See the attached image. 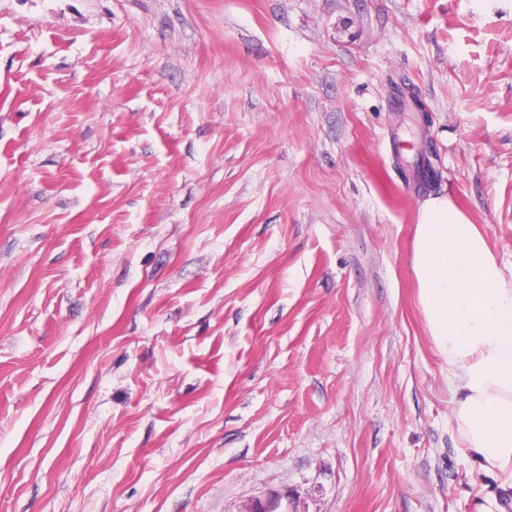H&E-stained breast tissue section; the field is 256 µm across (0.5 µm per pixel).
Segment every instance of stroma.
<instances>
[{"mask_svg":"<svg viewBox=\"0 0 512 512\" xmlns=\"http://www.w3.org/2000/svg\"><path fill=\"white\" fill-rule=\"evenodd\" d=\"M439 196L512 266V0H0V512H512ZM412 267L429 336L448 363L462 448L512 495V267L448 197L424 203ZM288 498L289 493L271 490L263 497L255 498L245 504L240 512H283L280 510L283 500Z\"/></svg>","mask_w":512,"mask_h":512,"instance_id":"stroma-1","label":"stroma"}]
</instances>
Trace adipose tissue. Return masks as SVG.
<instances>
[{
	"label": "adipose tissue",
	"mask_w": 512,
	"mask_h": 512,
	"mask_svg": "<svg viewBox=\"0 0 512 512\" xmlns=\"http://www.w3.org/2000/svg\"><path fill=\"white\" fill-rule=\"evenodd\" d=\"M412 267L427 330L459 395L452 414L461 445L512 494V269L447 197L422 206Z\"/></svg>",
	"instance_id": "1"
}]
</instances>
